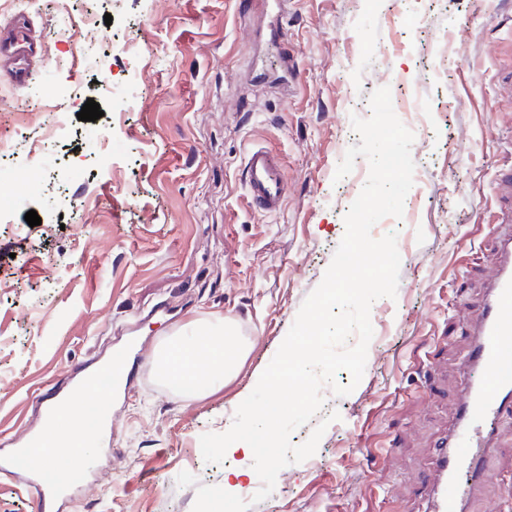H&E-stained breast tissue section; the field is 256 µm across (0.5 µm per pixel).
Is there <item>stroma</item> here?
Masks as SVG:
<instances>
[{
  "label": "stroma",
  "instance_id": "1",
  "mask_svg": "<svg viewBox=\"0 0 512 512\" xmlns=\"http://www.w3.org/2000/svg\"><path fill=\"white\" fill-rule=\"evenodd\" d=\"M0 0V31L38 43L24 83H0V429L14 443L44 428L42 400L136 346L135 379L111 401L112 426L86 489L60 512H218L224 475L242 472L248 512H425L439 439L456 427L471 297L497 256L483 213L512 163V112L497 44L512 43V0ZM408 92L414 134L404 219L381 220L403 254L395 298L376 300L364 375L346 396L323 389L338 420L316 453L283 468L273 493L252 458L209 464L200 437L222 433L253 391L345 233L369 165L351 119L370 95ZM128 98L112 109L113 94ZM42 97L67 115L41 132ZM95 100L103 115L77 114ZM275 150L288 192L279 212L249 206V149ZM42 223L29 226L28 211ZM232 321L251 350L238 376L192 399L157 374L158 348L198 319ZM469 512L512 487V421Z\"/></svg>",
  "mask_w": 512,
  "mask_h": 512
}]
</instances>
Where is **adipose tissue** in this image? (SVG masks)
<instances>
[{
    "label": "adipose tissue",
    "mask_w": 512,
    "mask_h": 512,
    "mask_svg": "<svg viewBox=\"0 0 512 512\" xmlns=\"http://www.w3.org/2000/svg\"><path fill=\"white\" fill-rule=\"evenodd\" d=\"M248 353V343L232 322L195 321L188 335L174 337L160 349L156 367L167 384L188 397L199 398L234 378ZM63 412L64 420L57 422L51 433L55 445L35 449L29 464L35 471L65 482L71 474L59 471L58 450L67 449L72 455L84 452L85 440L99 436L109 425L111 407L100 396L89 397L76 390L68 396Z\"/></svg>",
    "instance_id": "1"
}]
</instances>
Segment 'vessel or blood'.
I'll list each match as a JSON object with an SVG mask.
<instances>
[{
    "mask_svg": "<svg viewBox=\"0 0 512 512\" xmlns=\"http://www.w3.org/2000/svg\"><path fill=\"white\" fill-rule=\"evenodd\" d=\"M28 52L23 33L0 38V65L13 81L25 77ZM244 171L251 203L265 212H278L287 184L277 157L264 147L253 148L244 159ZM498 190L500 207L489 236L499 264L486 292L474 302L479 317L469 329L472 343L460 392L461 424L438 445L426 512H465L488 481L486 462L498 425L504 416H512V233L499 230L500 225L512 224V168L501 173ZM128 377L127 362L118 357L101 363L81 387L90 395L104 388L118 390ZM94 463L93 457H86L73 479L62 486L50 479L26 480V488L37 494L39 512H53L73 490L89 486Z\"/></svg>",
    "mask_w": 512,
    "mask_h": 512,
    "instance_id": "1",
    "label": "vessel or blood"
}]
</instances>
